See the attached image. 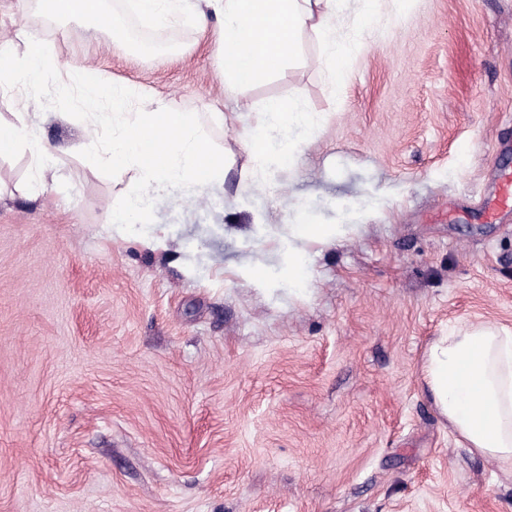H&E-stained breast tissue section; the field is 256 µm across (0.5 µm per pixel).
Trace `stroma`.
Here are the masks:
<instances>
[{
  "label": "stroma",
  "instance_id": "stroma-1",
  "mask_svg": "<svg viewBox=\"0 0 512 512\" xmlns=\"http://www.w3.org/2000/svg\"><path fill=\"white\" fill-rule=\"evenodd\" d=\"M169 30L138 48L0 0L15 54L34 37L59 75L198 113L226 156L222 186L129 234L108 216L136 173L105 176L84 122L0 93V121L28 113L56 151L43 179L29 143L0 156V512H512V470L464 448L420 379L449 327L512 330V211L478 217L512 171V0H379L337 85L302 34L241 98L327 119L262 183L212 38L187 13ZM342 228L325 224H302L299 225V235L313 243L325 244L334 240L337 235L342 234Z\"/></svg>",
  "mask_w": 512,
  "mask_h": 512
}]
</instances>
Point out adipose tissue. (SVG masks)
Listing matches in <instances>:
<instances>
[{
    "instance_id": "ef3b65f1",
    "label": "adipose tissue",
    "mask_w": 512,
    "mask_h": 512,
    "mask_svg": "<svg viewBox=\"0 0 512 512\" xmlns=\"http://www.w3.org/2000/svg\"><path fill=\"white\" fill-rule=\"evenodd\" d=\"M339 0H194L199 28L219 16L214 41L224 71V97L247 114L246 147L254 179L294 159L296 136L319 117L301 99H271L261 110L238 101L297 51L304 31L319 39L326 59L343 54L334 38ZM438 414L471 452L512 464V331L486 324L456 327L428 346L420 370Z\"/></svg>"
}]
</instances>
